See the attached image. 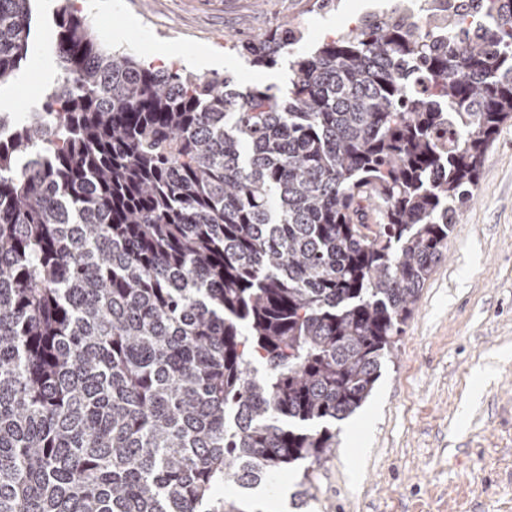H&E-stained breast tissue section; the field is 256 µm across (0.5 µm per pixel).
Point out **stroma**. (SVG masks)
Wrapping results in <instances>:
<instances>
[{
  "instance_id": "35a3bbf8",
  "label": "stroma",
  "mask_w": 512,
  "mask_h": 512,
  "mask_svg": "<svg viewBox=\"0 0 512 512\" xmlns=\"http://www.w3.org/2000/svg\"><path fill=\"white\" fill-rule=\"evenodd\" d=\"M421 0H81L97 39L157 68L232 76L279 96L287 59L257 67L235 51L283 24L300 54L357 19ZM59 0H33L27 58L0 86L16 112L41 111L50 83L34 68L55 55ZM340 445L265 487L290 512H512V119L484 154L475 197L421 288L371 394L340 422Z\"/></svg>"
}]
</instances>
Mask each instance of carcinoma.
Here are the masks:
<instances>
[{"mask_svg": "<svg viewBox=\"0 0 512 512\" xmlns=\"http://www.w3.org/2000/svg\"><path fill=\"white\" fill-rule=\"evenodd\" d=\"M33 0H0V85ZM63 78L0 110V512H240L370 395L512 118V0L395 6L288 97L155 69L60 0Z\"/></svg>", "mask_w": 512, "mask_h": 512, "instance_id": "1", "label": "carcinoma"}]
</instances>
